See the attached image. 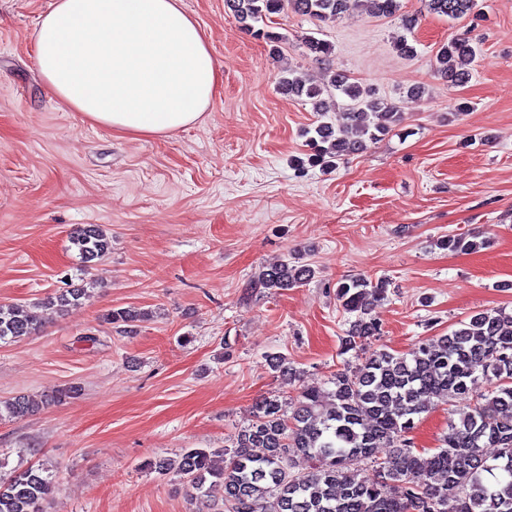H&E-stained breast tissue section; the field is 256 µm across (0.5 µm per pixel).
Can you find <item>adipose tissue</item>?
Wrapping results in <instances>:
<instances>
[{
    "instance_id": "adipose-tissue-1",
    "label": "adipose tissue",
    "mask_w": 512,
    "mask_h": 512,
    "mask_svg": "<svg viewBox=\"0 0 512 512\" xmlns=\"http://www.w3.org/2000/svg\"><path fill=\"white\" fill-rule=\"evenodd\" d=\"M35 52L57 101L135 137L202 122L222 84L182 0H51Z\"/></svg>"
}]
</instances>
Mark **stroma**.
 <instances>
[{
	"mask_svg": "<svg viewBox=\"0 0 512 512\" xmlns=\"http://www.w3.org/2000/svg\"><path fill=\"white\" fill-rule=\"evenodd\" d=\"M50 0H0V305L37 307L38 334L0 343V401L28 396L37 412L0 419V475L42 464L53 473L46 512H207L179 478L145 469L187 448H227L257 400L326 389L355 364L341 353L350 316L336 299L350 276L382 277V334L368 350L408 352L477 312L512 310V0H484L483 18L451 20L425 0L395 17L351 0L333 22L284 10L280 42L241 29L225 0H183L221 66L223 88L202 123L133 137L86 120L51 96L35 32ZM470 30L481 48L467 83L449 86L435 54ZM315 36L334 51L307 55ZM407 36L416 54L394 44ZM291 69L310 82L342 72L392 103L395 131L333 171L296 169L304 132L335 121L284 95ZM425 88L410 95L412 86ZM470 111L454 113L457 100ZM109 240L83 262L75 228ZM485 248L450 252L448 234ZM310 265L306 284L251 288L261 267ZM89 295L65 312L43 301L68 283ZM144 312L136 335L105 323ZM280 355L295 369L268 366ZM77 394L51 402L58 389ZM471 398L422 415L417 448L435 450ZM479 237L478 235L448 234L438 240V245L449 251H475L487 243L483 237L478 241Z\"/></svg>",
	"mask_w": 512,
	"mask_h": 512,
	"instance_id": "1",
	"label": "stroma"
}]
</instances>
